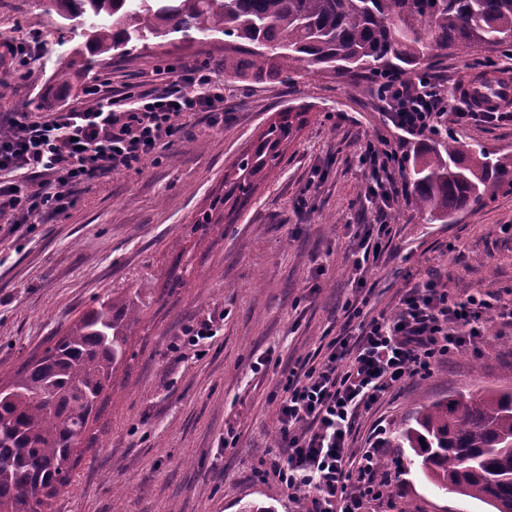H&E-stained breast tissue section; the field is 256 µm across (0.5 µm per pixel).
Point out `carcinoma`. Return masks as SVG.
<instances>
[{"label": "carcinoma", "instance_id": "cac0c4a2", "mask_svg": "<svg viewBox=\"0 0 512 512\" xmlns=\"http://www.w3.org/2000/svg\"><path fill=\"white\" fill-rule=\"evenodd\" d=\"M62 24L81 30L54 73L74 87L93 65L156 39L224 35V76L288 84L311 74L368 71L407 78L452 47H512V0H50ZM307 112L284 109L224 171V197L196 224L232 223L281 164ZM512 180V157L491 158L455 138L415 157L413 207L447 224ZM141 288L112 292L0 389V512H48L71 483L99 403L115 385L128 337L140 323ZM390 448L421 457L438 489L512 512V390L458 392L422 404Z\"/></svg>", "mask_w": 512, "mask_h": 512}]
</instances>
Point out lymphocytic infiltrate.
I'll use <instances>...</instances> for the list:
<instances>
[{"label":"lymphocytic infiltrate","mask_w":512,"mask_h":512,"mask_svg":"<svg viewBox=\"0 0 512 512\" xmlns=\"http://www.w3.org/2000/svg\"><path fill=\"white\" fill-rule=\"evenodd\" d=\"M162 85L113 87L96 78L84 90L88 105L52 112L0 113V216L11 232L47 224L72 208L92 182L138 168L151 154L189 137L188 121L223 126L224 83L203 61L156 70ZM371 93L389 126L405 140L449 136L475 119V112L448 104V86L435 74L410 79L376 74ZM364 198L373 220L356 225L351 240V279L356 291L392 232V210L406 184L396 182L408 156L365 138L359 147ZM347 320L320 360L291 370L279 402L277 444L271 472L303 512H368L389 488L381 450L353 449L360 419L408 380L427 378L449 356L476 351L490 326L512 328V304L497 292L475 288L458 297L437 270L404 288L392 312L367 318L359 300L345 304Z\"/></svg>","instance_id":"f902f5d3"}]
</instances>
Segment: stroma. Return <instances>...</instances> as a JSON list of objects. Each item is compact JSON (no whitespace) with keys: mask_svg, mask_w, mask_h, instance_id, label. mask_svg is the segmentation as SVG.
Wrapping results in <instances>:
<instances>
[{"mask_svg":"<svg viewBox=\"0 0 512 512\" xmlns=\"http://www.w3.org/2000/svg\"><path fill=\"white\" fill-rule=\"evenodd\" d=\"M46 0H0V36L27 32L39 17L43 45L30 74L4 72L0 113L83 98L51 76L80 43ZM224 59V39L173 41L97 64L92 76L113 85L150 79L157 65ZM495 60L492 68L483 67ZM428 67L448 81L450 96L472 77L512 79V52L456 49ZM360 94L347 93L349 84ZM366 74H312L293 84L228 78L224 95L234 119L223 129L197 124L191 138L147 157L140 169L92 184L54 224L0 229V386L51 338L63 336L112 289L152 288L128 342L119 386L110 391L96 441L53 500L51 512H240L253 502L272 512H301L271 474L276 411L289 369L337 337L343 306L353 298L351 227L371 220L356 155L367 134L400 143L366 87ZM306 108L308 122L281 169L262 186L235 224L198 226L199 215L224 194V168L285 108ZM457 138L495 155L512 154V125L474 121ZM323 180L309 185L312 169ZM400 214L369 282L370 303L392 308L401 288L437 269L450 291H497L512 302V188L431 224L399 197ZM179 247H172V239ZM324 273H317V266ZM182 274L173 292L163 287ZM212 318L213 338L173 351L183 326ZM261 369H254V362ZM478 388H512V331L497 330L479 352L453 355L426 379H415L367 412L357 443L368 447L377 426L395 430L420 402ZM238 437L224 444L227 432ZM390 493L371 512H490L488 505L437 491L411 449L387 448Z\"/></svg>","mask_w":512,"mask_h":512,"instance_id":"obj_1","label":"stroma"}]
</instances>
